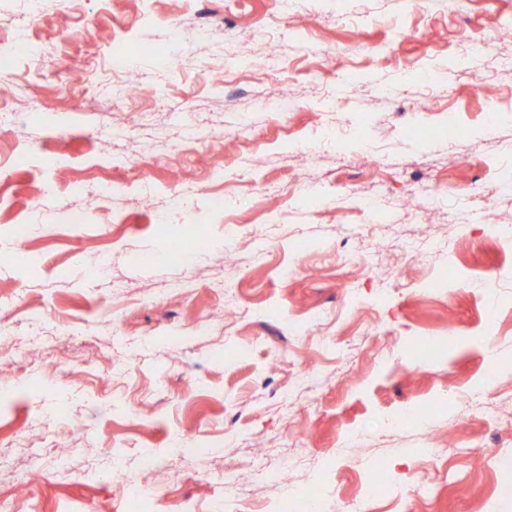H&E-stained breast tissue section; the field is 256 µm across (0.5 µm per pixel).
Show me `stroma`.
Returning a JSON list of instances; mask_svg holds the SVG:
<instances>
[{"label":"stroma","mask_w":512,"mask_h":512,"mask_svg":"<svg viewBox=\"0 0 512 512\" xmlns=\"http://www.w3.org/2000/svg\"><path fill=\"white\" fill-rule=\"evenodd\" d=\"M413 2L72 0L33 24L27 0L0 5V33L38 56L0 89V311L30 357L0 354L11 512H135L103 479L116 455L136 476L156 459L152 512H265L302 484L363 512H512V244L477 221L488 202L512 225V69L496 66L512 42L472 47L512 0ZM180 20L222 33L178 36ZM116 47L144 97L105 77ZM280 94L299 108L257 111ZM209 166L223 209L202 193L170 208ZM418 183L440 188L431 210L409 201ZM18 225L38 264L11 249ZM185 236L204 243L189 267L169 251ZM130 348L135 367L113 369ZM60 404L79 433L51 427ZM188 429L212 446L192 478L175 468ZM273 459L286 482L257 478Z\"/></svg>","instance_id":"1"}]
</instances>
